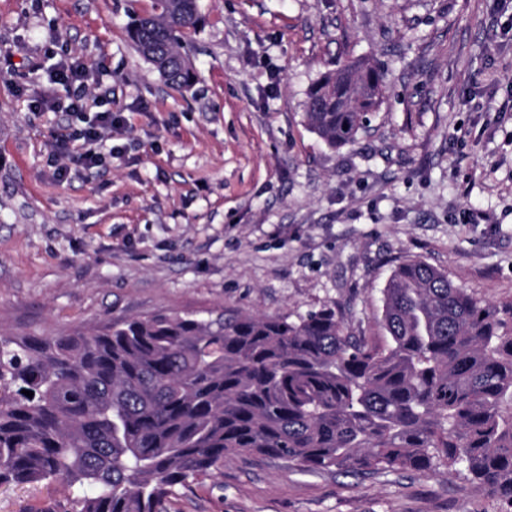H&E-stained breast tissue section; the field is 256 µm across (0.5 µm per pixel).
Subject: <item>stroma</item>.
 I'll return each instance as SVG.
<instances>
[{"instance_id": "obj_1", "label": "stroma", "mask_w": 512, "mask_h": 512, "mask_svg": "<svg viewBox=\"0 0 512 512\" xmlns=\"http://www.w3.org/2000/svg\"><path fill=\"white\" fill-rule=\"evenodd\" d=\"M154 0H0V334L41 338L159 312L335 307L382 340L381 290L418 259L512 306V36L497 0H199L196 81L164 82L126 35ZM122 113L86 169L57 141L82 122L60 57ZM365 57L389 93L355 144L307 126L308 91ZM69 167L59 178V167ZM63 486L2 485L0 512ZM463 472L303 470L225 457L168 512H499Z\"/></svg>"}]
</instances>
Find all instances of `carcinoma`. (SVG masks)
<instances>
[{
    "mask_svg": "<svg viewBox=\"0 0 512 512\" xmlns=\"http://www.w3.org/2000/svg\"><path fill=\"white\" fill-rule=\"evenodd\" d=\"M200 22L198 0H155L129 37L189 89L184 31ZM387 92L368 60H349L314 84L306 123L331 148L353 144ZM380 323L381 343L331 306L0 336V485L59 483L71 512H162L175 487L257 453L306 470L462 469L512 512V329L417 259L393 269Z\"/></svg>",
    "mask_w": 512,
    "mask_h": 512,
    "instance_id": "obj_1",
    "label": "carcinoma"
}]
</instances>
